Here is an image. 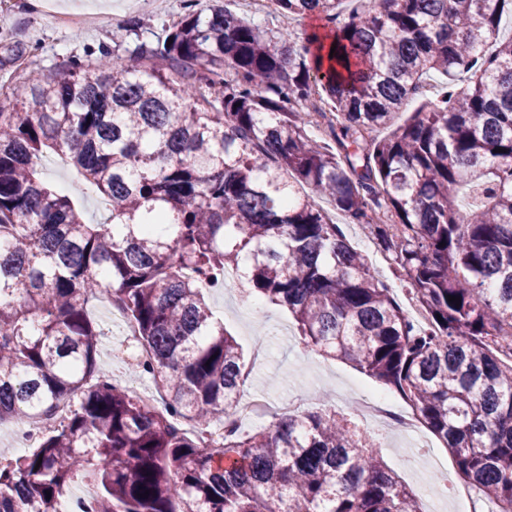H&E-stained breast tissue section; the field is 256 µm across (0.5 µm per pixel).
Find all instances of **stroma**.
<instances>
[{"label":"stroma","instance_id":"35a3bbf8","mask_svg":"<svg viewBox=\"0 0 512 512\" xmlns=\"http://www.w3.org/2000/svg\"><path fill=\"white\" fill-rule=\"evenodd\" d=\"M188 12V0H7L0 6V83L33 68H54L73 58L98 53L101 48L124 57L129 43L127 23L138 18L153 32L166 21H177ZM61 13H87L94 21L83 27L61 24ZM318 207L339 224L350 242L367 255L380 281L391 288L405 310L416 303L391 255L383 253L369 226L352 224L331 202L317 198ZM210 304L224 318L226 329L237 339L249 376L245 397H263L265 406L244 419L242 432L249 433L274 420L285 400L304 398V411L331 409L350 415L355 423L363 418L357 406L356 390L396 400L397 395L381 383L362 374L343 360L309 352L286 308L260 298L248 282L209 292ZM89 310L103 328L100 338L101 364L113 382L150 398L155 384L150 375L135 374L125 354L130 343L125 322L101 301ZM380 439L379 458L403 484L413 490L438 488L437 499L421 497L422 512H459L456 497L443 493V485H454L459 471L442 442L430 431L398 438L384 428H369Z\"/></svg>","mask_w":512,"mask_h":512}]
</instances>
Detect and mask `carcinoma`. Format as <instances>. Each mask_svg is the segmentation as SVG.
Returning a JSON list of instances; mask_svg holds the SVG:
<instances>
[{"label": "carcinoma", "instance_id": "obj_1", "mask_svg": "<svg viewBox=\"0 0 512 512\" xmlns=\"http://www.w3.org/2000/svg\"><path fill=\"white\" fill-rule=\"evenodd\" d=\"M339 4L272 0L278 15L328 22ZM506 16L512 0H358L300 38L213 5L136 37L118 68L103 49L0 92V422L41 425L36 447L0 458V512H64L78 482L96 512H420L334 412L200 445L245 385L201 280L218 284L242 256L306 346L395 389L461 477L512 506ZM430 72L440 93L393 126ZM324 106L331 145L307 133ZM49 152L109 204L102 222L41 177ZM299 186L373 226L427 325ZM463 187L480 208L458 206ZM105 294L149 356L131 369L153 376L161 411L99 368L87 306Z\"/></svg>", "mask_w": 512, "mask_h": 512}]
</instances>
